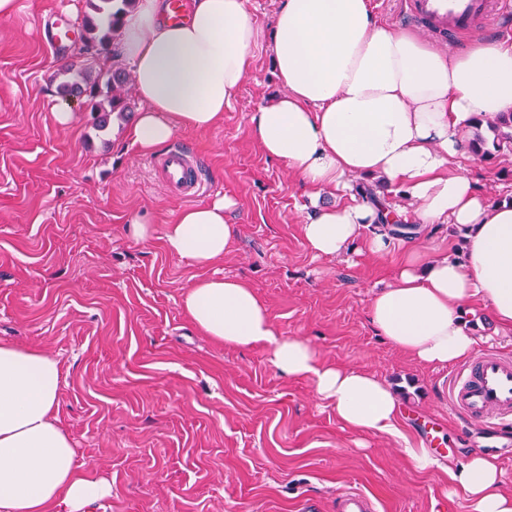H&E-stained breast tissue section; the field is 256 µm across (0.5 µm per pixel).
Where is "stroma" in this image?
Masks as SVG:
<instances>
[{
	"label": "stroma",
	"instance_id": "stroma-1",
	"mask_svg": "<svg viewBox=\"0 0 512 512\" xmlns=\"http://www.w3.org/2000/svg\"><path fill=\"white\" fill-rule=\"evenodd\" d=\"M280 3L248 0L262 36L223 123L174 136L211 184L194 202H236L234 247L205 269L164 247L165 224L189 202L171 196L153 155L130 144L131 118L100 130L84 101L71 103L67 127L50 112L60 70L83 59L85 0H18L0 19V341L59 359V422L79 464L112 483L88 512H301L306 503L336 512L347 489L369 495L378 512H468L463 497L447 498L444 473L416 470L403 452L424 442L420 423L430 417L444 425L448 461L494 445L512 490V427L494 438L449 415L451 367L409 360L368 319L371 293L392 281L402 246L458 253L462 237L447 224L414 223L383 256H314L300 230L307 197L249 135L251 113L281 91L271 44ZM62 16L74 36L59 55L47 39ZM463 165L490 201L512 200V152L468 155ZM143 212L154 218L146 241L129 224ZM205 275L248 280L283 335L388 382L407 440L343 429L266 349L202 335L180 297Z\"/></svg>",
	"mask_w": 512,
	"mask_h": 512
}]
</instances>
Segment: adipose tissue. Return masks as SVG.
<instances>
[{
    "instance_id": "1",
    "label": "adipose tissue",
    "mask_w": 512,
    "mask_h": 512,
    "mask_svg": "<svg viewBox=\"0 0 512 512\" xmlns=\"http://www.w3.org/2000/svg\"><path fill=\"white\" fill-rule=\"evenodd\" d=\"M169 12L167 0H138L124 19L123 54L143 105L127 135L143 153L178 130L223 122L261 36L248 0H188L179 22ZM271 28L284 92L252 112L249 133L315 204L301 226L309 249L335 256L356 243L386 254L387 236L366 232L383 219L448 224L465 241L460 260L424 249L402 253L393 283L372 294L376 334L436 367L476 350L468 325L476 309L512 329V202L486 199L457 162L460 132L475 117L512 112V42L441 52L379 21L369 0H282ZM355 175L402 189L417 204L414 214L348 195ZM327 187L342 200L319 205ZM233 206L224 197L181 211L164 227L167 251L200 267L223 260L235 238L226 216ZM181 307L224 346L267 348L274 368L309 382L343 428L405 437L402 405L388 383L326 362L305 338L280 334L247 280L199 278L183 291ZM60 387L54 355L0 343V512H85L112 494L106 478L78 472L76 450L57 418ZM407 454L418 470L445 473L450 496H464L469 512H512L496 456L474 451L446 463L424 447Z\"/></svg>"
}]
</instances>
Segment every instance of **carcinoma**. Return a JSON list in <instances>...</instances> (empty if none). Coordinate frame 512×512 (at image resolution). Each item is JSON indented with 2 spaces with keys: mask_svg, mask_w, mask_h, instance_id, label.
I'll list each match as a JSON object with an SVG mask.
<instances>
[{
  "mask_svg": "<svg viewBox=\"0 0 512 512\" xmlns=\"http://www.w3.org/2000/svg\"><path fill=\"white\" fill-rule=\"evenodd\" d=\"M137 0H92L93 16L85 20L87 36L84 43L95 48V56L81 66L70 65V77L59 83L61 96L83 97L90 111L96 114L95 126L106 129L117 114L132 111L128 96L130 76L118 60L119 54L111 48L122 33L123 17L136 6ZM473 135L468 142L469 152L484 161L504 151L512 150V112L494 117H478L472 125ZM490 136H485L483 131Z\"/></svg>",
  "mask_w": 512,
  "mask_h": 512,
  "instance_id": "1",
  "label": "carcinoma"
}]
</instances>
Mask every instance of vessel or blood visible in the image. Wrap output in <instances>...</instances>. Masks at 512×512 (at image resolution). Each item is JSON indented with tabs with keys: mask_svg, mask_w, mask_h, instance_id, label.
Masks as SVG:
<instances>
[{
	"mask_svg": "<svg viewBox=\"0 0 512 512\" xmlns=\"http://www.w3.org/2000/svg\"><path fill=\"white\" fill-rule=\"evenodd\" d=\"M512 13V0H407L406 17L429 36L452 40L490 13ZM168 191L192 199L207 182L193 151L177 146L155 161ZM448 405L454 414L472 423L512 424V356L490 349L448 381ZM337 512H377L364 492L342 494Z\"/></svg>",
	"mask_w": 512,
	"mask_h": 512,
	"instance_id": "obj_1",
	"label": "vessel or blood"
}]
</instances>
